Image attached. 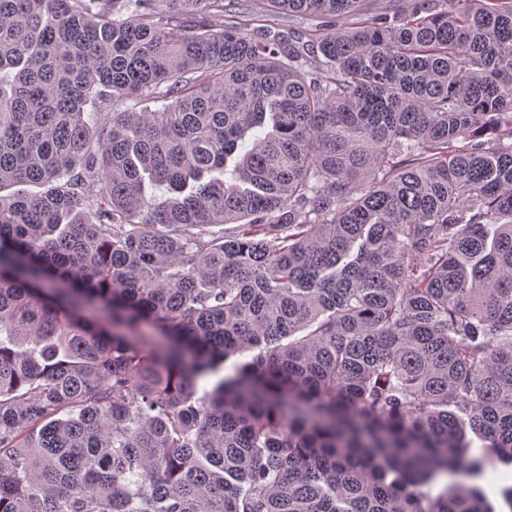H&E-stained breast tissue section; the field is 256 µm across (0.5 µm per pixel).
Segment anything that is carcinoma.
<instances>
[{"label": "carcinoma", "mask_w": 512, "mask_h": 512, "mask_svg": "<svg viewBox=\"0 0 512 512\" xmlns=\"http://www.w3.org/2000/svg\"><path fill=\"white\" fill-rule=\"evenodd\" d=\"M264 2L0 0V512H512V0Z\"/></svg>", "instance_id": "carcinoma-1"}]
</instances>
